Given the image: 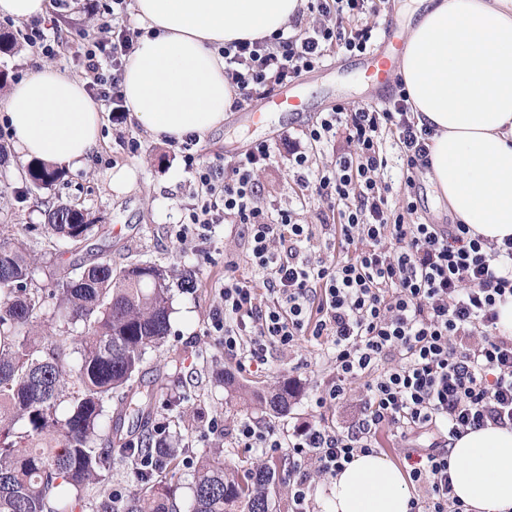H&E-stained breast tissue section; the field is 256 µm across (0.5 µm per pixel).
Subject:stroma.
<instances>
[{"label":"stroma","instance_id":"1","mask_svg":"<svg viewBox=\"0 0 512 512\" xmlns=\"http://www.w3.org/2000/svg\"><path fill=\"white\" fill-rule=\"evenodd\" d=\"M82 4L83 0H69L68 7L52 9L49 17L42 19V26L61 28L70 47H77L80 32H96L98 24L97 19L86 16ZM331 61V69L300 76L295 89L305 101V112H268L264 109L265 98H255L253 106L263 109L258 124H248L246 111L228 112L223 125L198 143L203 160L216 163L230 158L253 141L270 143L275 157L258 176L259 198L264 204L282 209L296 207L288 149L281 141L282 134L314 121L329 106L341 103L352 109L364 106L366 100L357 82L341 87L335 84L336 77L354 73L355 56L337 52ZM5 125V111L0 108V144L11 149L13 138ZM123 136L139 140L140 149L134 153L123 150L119 145ZM9 158L6 170L0 171V186L6 188L5 193H0V230L8 237L36 253L47 252L44 210L49 202L62 199L87 209L99 221L93 237L80 253H63L58 258L60 265H68L74 257L81 256L88 261L108 260L116 266L149 261L179 272L194 271V293L186 294L177 288L172 291L170 334L165 344L151 354L145 375H160L164 382L163 388L154 393L153 419H161L168 398L189 394L190 399L183 407L194 422L184 435L186 446L195 453L219 445L230 463H238L244 456L243 449L235 446L227 431L245 416L246 410L228 402L223 385L214 379L219 368L225 376L256 389L284 380L296 385V397L287 415L255 413L254 418L260 423L290 432L295 426L319 419L336 427L350 420V405L340 404L321 414L310 405L317 387L328 382L332 373L316 341L303 339L285 350L269 348L265 365L241 373L236 368L235 355L225 351L218 337L207 335L208 317L224 282V257L231 253L244 258L247 241L239 228L216 224L208 236L184 244L176 242L172 230L183 219V206L189 200L193 179L185 172L172 143L156 139L135 120L121 125L105 120L102 141L86 164L66 170L63 179L51 188L33 192L27 191L22 180L23 158L12 149ZM123 167L134 170L136 181L129 193L119 196L112 192L109 178L113 170ZM214 416L222 420L227 431L205 436L203 422Z\"/></svg>","mask_w":512,"mask_h":512}]
</instances>
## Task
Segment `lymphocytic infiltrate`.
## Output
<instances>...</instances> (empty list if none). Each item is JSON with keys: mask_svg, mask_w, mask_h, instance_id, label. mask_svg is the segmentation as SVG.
I'll return each mask as SVG.
<instances>
[{"mask_svg": "<svg viewBox=\"0 0 512 512\" xmlns=\"http://www.w3.org/2000/svg\"><path fill=\"white\" fill-rule=\"evenodd\" d=\"M381 0H307L281 30L225 45L224 72L236 88L234 108L267 96L302 72L321 66L330 52L371 49L377 28L366 23ZM89 15L107 14L98 34L82 46L78 65L93 100L108 108L122 101V73L142 29L111 25L127 0L103 8L90 0ZM399 150L402 208L390 202L393 187L385 136ZM433 129L418 127L404 83L384 107L336 105L315 123L288 134V161L299 189L297 207L270 212L260 205L256 176L271 159L268 143L254 144L225 165L203 163L195 137L179 149L194 181L179 243L214 224L241 226L247 265L224 262L220 302L208 333L240 368L265 362L268 347L288 348L300 337L325 339L333 378L317 389L322 410L347 400L362 382L359 411L348 430L316 421L285 435L251 418L241 419L238 447L288 461V512H311L314 477L329 478L355 456L378 449L388 429L407 446L403 465L415 494L410 512H469L453 493L449 448L459 437L490 425L512 429V335L496 326L497 304L512 300V239L490 244L466 224H411L416 172L429 164ZM336 157L320 166L313 149L335 145ZM317 207L332 222L300 220ZM338 261L312 259L314 239Z\"/></svg>", "mask_w": 512, "mask_h": 512, "instance_id": "obj_1", "label": "lymphocytic infiltrate"}]
</instances>
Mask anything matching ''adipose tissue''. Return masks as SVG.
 Wrapping results in <instances>:
<instances>
[{"label": "adipose tissue", "instance_id": "obj_1", "mask_svg": "<svg viewBox=\"0 0 512 512\" xmlns=\"http://www.w3.org/2000/svg\"><path fill=\"white\" fill-rule=\"evenodd\" d=\"M303 0H134L147 30L124 67L134 120L155 137L205 138L235 97L224 44L285 29ZM399 73L418 125L433 127L428 179L452 213L491 242L512 237V0H418ZM26 159L76 168L101 142L84 81L43 65L4 102ZM455 495L472 512H512V430L469 432L450 449ZM406 473L377 454L329 478L325 512H410Z\"/></svg>", "mask_w": 512, "mask_h": 512}]
</instances>
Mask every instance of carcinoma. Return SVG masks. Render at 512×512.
<instances>
[{
  "label": "carcinoma",
  "instance_id": "carcinoma-1",
  "mask_svg": "<svg viewBox=\"0 0 512 512\" xmlns=\"http://www.w3.org/2000/svg\"><path fill=\"white\" fill-rule=\"evenodd\" d=\"M31 189H49L63 171L26 165ZM54 244L76 251L95 220L76 204L46 207ZM40 269L49 293L31 286ZM172 274L151 262L114 267L74 261L60 268L19 242L0 238V512H177L166 475L194 469L191 512H288L274 460L229 466L224 449L186 459L182 433L171 422L185 412L167 406L166 420L136 440L121 438L125 417L150 415L154 389L142 385L149 354L170 331ZM82 325L57 338L49 319ZM244 405L288 411L295 388L239 384ZM128 463L139 492L112 493V458Z\"/></svg>",
  "mask_w": 512,
  "mask_h": 512
}]
</instances>
